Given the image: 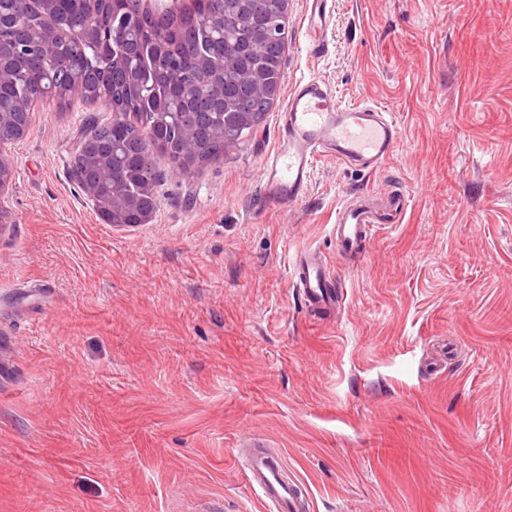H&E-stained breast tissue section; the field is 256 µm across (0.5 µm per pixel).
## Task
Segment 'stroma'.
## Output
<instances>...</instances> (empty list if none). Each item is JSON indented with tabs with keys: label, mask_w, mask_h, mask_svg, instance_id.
Returning <instances> with one entry per match:
<instances>
[{
	"label": "stroma",
	"mask_w": 512,
	"mask_h": 512,
	"mask_svg": "<svg viewBox=\"0 0 512 512\" xmlns=\"http://www.w3.org/2000/svg\"><path fill=\"white\" fill-rule=\"evenodd\" d=\"M288 0L283 94L219 163L161 174L148 224L103 223L70 178L104 105L37 106L0 196V512H268L242 439L305 512H512V0ZM327 82L397 121L367 172L317 157L293 207L261 162L287 94ZM408 199L356 259L362 194ZM320 251L319 311L294 260ZM309 2H311V5L304 19L306 35L310 39L313 51H319L324 47V40L316 41L313 35H319L320 37L324 35L328 24L327 0H309ZM404 205L397 199L390 201L389 207L383 209L371 204L369 199L363 196L340 209L336 213V224L333 226L339 251L352 253L357 250L373 237L381 225L393 223V218L401 215Z\"/></svg>",
	"instance_id": "1"
}]
</instances>
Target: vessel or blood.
Segmentation results:
<instances>
[{
	"label": "vessel or blood",
	"instance_id": "1",
	"mask_svg": "<svg viewBox=\"0 0 512 512\" xmlns=\"http://www.w3.org/2000/svg\"><path fill=\"white\" fill-rule=\"evenodd\" d=\"M305 16L313 50L324 46L328 24L327 0H310ZM282 132L263 159L261 181L266 201L275 206L299 203L308 186L316 157H331L346 164L373 170L381 166L399 138L397 123L382 109L371 105L344 106L320 79L300 81L290 91L282 115ZM404 204L394 200L389 207L373 205L361 197L340 209L333 231L340 252L351 253L369 241L376 229L401 214ZM298 285L310 307L326 310L334 304L326 269L314 251L297 255ZM240 465L250 486L260 494L271 512H301L300 487L283 480L277 456L256 451Z\"/></svg>",
	"mask_w": 512,
	"mask_h": 512
}]
</instances>
